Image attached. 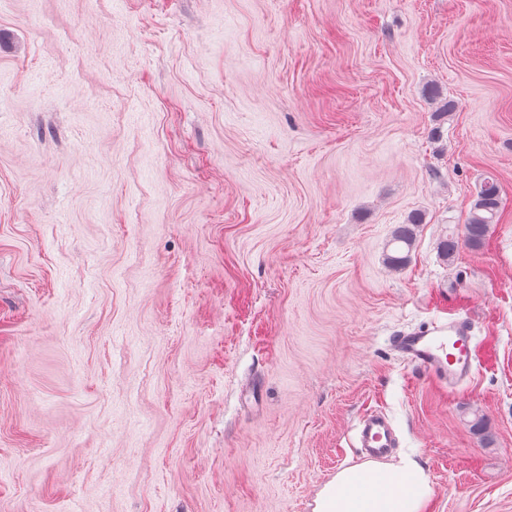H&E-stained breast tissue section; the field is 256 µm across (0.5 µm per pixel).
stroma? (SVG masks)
I'll list each match as a JSON object with an SVG mask.
<instances>
[{
	"instance_id": "1",
	"label": "stroma",
	"mask_w": 512,
	"mask_h": 512,
	"mask_svg": "<svg viewBox=\"0 0 512 512\" xmlns=\"http://www.w3.org/2000/svg\"><path fill=\"white\" fill-rule=\"evenodd\" d=\"M370 410L512 512V0H0V512H313ZM501 189L496 181L486 180L481 186L467 218L466 241L472 248L481 246L491 224L501 216ZM422 213L413 212L407 217L404 224L398 225L392 236V243H398L399 248L394 255L387 256V263L394 269L403 268L410 259V250L416 235V229L424 224ZM406 249V251H404ZM473 325L465 315L437 320L423 329L398 331L392 347L408 364L448 383L470 374Z\"/></svg>"
}]
</instances>
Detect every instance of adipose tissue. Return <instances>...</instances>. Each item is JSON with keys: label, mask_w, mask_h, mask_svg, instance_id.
Instances as JSON below:
<instances>
[{"label": "adipose tissue", "mask_w": 512, "mask_h": 512, "mask_svg": "<svg viewBox=\"0 0 512 512\" xmlns=\"http://www.w3.org/2000/svg\"><path fill=\"white\" fill-rule=\"evenodd\" d=\"M430 493L416 462L370 461L338 471L318 494L314 512H422Z\"/></svg>", "instance_id": "obj_1"}]
</instances>
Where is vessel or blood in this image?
I'll use <instances>...</instances> for the list:
<instances>
[{"mask_svg":"<svg viewBox=\"0 0 512 512\" xmlns=\"http://www.w3.org/2000/svg\"><path fill=\"white\" fill-rule=\"evenodd\" d=\"M472 331L469 317L460 315L434 321L422 329L399 331L392 338V347L408 364L445 383L470 374ZM358 428L366 458L385 459L392 455L395 439L384 413L366 414Z\"/></svg>","mask_w":512,"mask_h":512,"instance_id":"obj_1","label":"vessel or blood"}]
</instances>
